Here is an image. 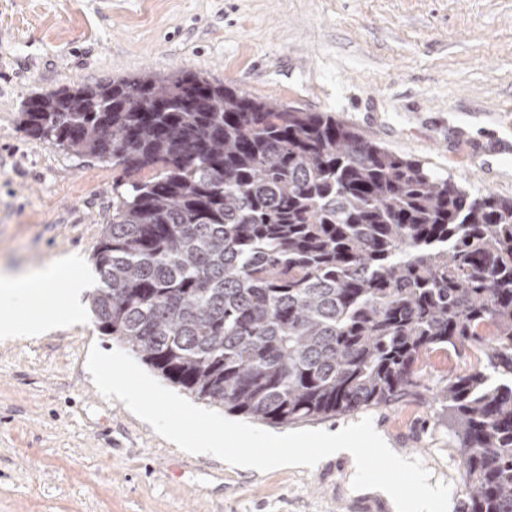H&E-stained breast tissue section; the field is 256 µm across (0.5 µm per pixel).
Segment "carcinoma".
<instances>
[{"mask_svg":"<svg viewBox=\"0 0 512 512\" xmlns=\"http://www.w3.org/2000/svg\"><path fill=\"white\" fill-rule=\"evenodd\" d=\"M21 122L123 173L96 253L103 335L275 425L386 404L419 385L424 355L475 352L437 398L464 512H512V200L187 72L64 86Z\"/></svg>","mask_w":512,"mask_h":512,"instance_id":"cac0c4a2","label":"carcinoma"}]
</instances>
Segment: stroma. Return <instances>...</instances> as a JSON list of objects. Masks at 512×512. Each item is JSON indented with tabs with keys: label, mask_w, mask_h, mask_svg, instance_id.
<instances>
[{
	"label": "stroma",
	"mask_w": 512,
	"mask_h": 512,
	"mask_svg": "<svg viewBox=\"0 0 512 512\" xmlns=\"http://www.w3.org/2000/svg\"><path fill=\"white\" fill-rule=\"evenodd\" d=\"M184 71L326 112L471 194L512 199V0H0V266L67 255L86 293L68 327L0 340V512H355V463L244 473L174 447L87 371L109 352L90 312L110 165L28 135L29 98ZM466 352L434 353L412 396L369 410L462 512L465 478L431 392Z\"/></svg>",
	"instance_id": "stroma-1"
}]
</instances>
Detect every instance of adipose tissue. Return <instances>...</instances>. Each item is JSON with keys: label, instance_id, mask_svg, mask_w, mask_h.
<instances>
[{"label": "adipose tissue", "instance_id": "adipose-tissue-1", "mask_svg": "<svg viewBox=\"0 0 512 512\" xmlns=\"http://www.w3.org/2000/svg\"><path fill=\"white\" fill-rule=\"evenodd\" d=\"M62 284L72 290L82 285L77 263L69 257L30 271L0 268V338L32 339L54 331L61 316L45 303L57 295ZM370 490L382 497L392 512H446L448 508L443 488L426 482L412 496L385 480L373 482Z\"/></svg>", "mask_w": 512, "mask_h": 512}]
</instances>
